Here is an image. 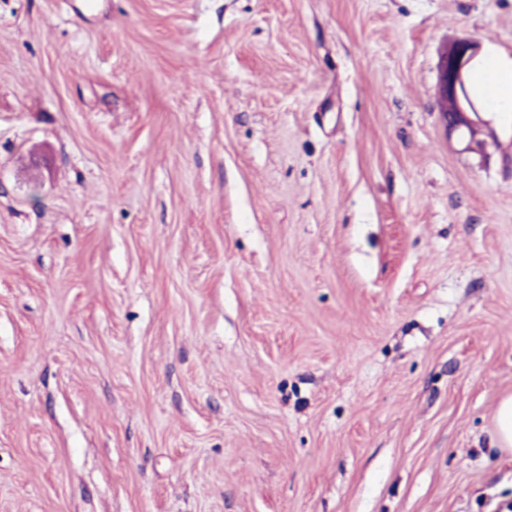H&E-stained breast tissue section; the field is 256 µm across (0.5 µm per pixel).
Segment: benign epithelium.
<instances>
[{"instance_id":"7a95c632","label":"benign epithelium","mask_w":512,"mask_h":512,"mask_svg":"<svg viewBox=\"0 0 512 512\" xmlns=\"http://www.w3.org/2000/svg\"><path fill=\"white\" fill-rule=\"evenodd\" d=\"M480 45L469 37L456 38L439 61V95L443 104L452 110L441 111L442 121L449 133L458 134L466 142L465 149H473L474 132L478 126V104L469 85V74L479 60Z\"/></svg>"}]
</instances>
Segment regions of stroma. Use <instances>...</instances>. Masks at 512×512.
<instances>
[{"mask_svg": "<svg viewBox=\"0 0 512 512\" xmlns=\"http://www.w3.org/2000/svg\"><path fill=\"white\" fill-rule=\"evenodd\" d=\"M512 0H0V512H512ZM479 53L480 45L475 39L461 36L451 43L439 61V95L443 104L448 106L450 103L453 106L450 112L449 106L441 110L442 121L450 134H458L460 141L469 138L466 150L474 149V132L480 121L479 106L471 89L472 87L477 93V86L472 82L471 75L469 76L479 60ZM483 78L488 99L494 112H512V63L511 67L504 66L496 57L485 60L482 66ZM495 436L500 447L512 446V396L503 398L498 404Z\"/></svg>", "mask_w": 512, "mask_h": 512, "instance_id": "obj_1", "label": "stroma"}]
</instances>
